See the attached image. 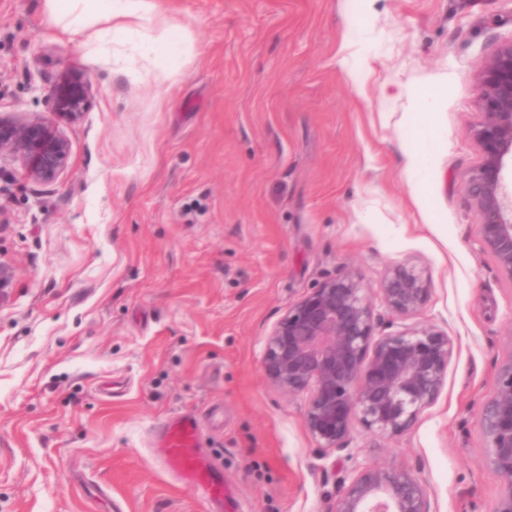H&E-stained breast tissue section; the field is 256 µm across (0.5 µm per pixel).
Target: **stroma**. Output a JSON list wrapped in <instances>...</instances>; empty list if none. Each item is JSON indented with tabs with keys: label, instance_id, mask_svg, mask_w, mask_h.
<instances>
[{
	"label": "stroma",
	"instance_id": "obj_1",
	"mask_svg": "<svg viewBox=\"0 0 512 512\" xmlns=\"http://www.w3.org/2000/svg\"><path fill=\"white\" fill-rule=\"evenodd\" d=\"M154 2L92 53L44 0H0V118L49 115L72 66L92 82L55 181L0 160V512H205L149 452L179 413L227 512H331L360 464L411 470L432 512H495L479 412L512 358V280L465 177L512 0ZM172 26L193 52L167 79L141 45ZM400 263L431 288L408 327L454 342L444 385L407 432L321 450L267 338L322 281L355 271L375 299Z\"/></svg>",
	"mask_w": 512,
	"mask_h": 512
}]
</instances>
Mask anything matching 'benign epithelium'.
<instances>
[{"mask_svg": "<svg viewBox=\"0 0 512 512\" xmlns=\"http://www.w3.org/2000/svg\"><path fill=\"white\" fill-rule=\"evenodd\" d=\"M482 84L484 119L470 134L483 160L467 176V189L481 219L483 246L512 279V189L503 175L505 158L512 156V41L486 63ZM90 90L86 73L71 67L50 90L51 116L0 119V157L20 160L29 179L56 180L71 152L59 124L83 120ZM429 293L428 279L415 267L397 264L382 283L379 303L405 319L417 314ZM373 308L349 271L312 289L267 339V375L285 392L308 394L306 426L325 450L348 448L356 423L381 436L407 431L444 384L454 351L448 334L428 326L377 335ZM480 423L487 440L483 463L505 484L496 512H512V358L499 368L497 390L482 406ZM342 483L332 512H432L425 485L404 467H365Z\"/></svg>", "mask_w": 512, "mask_h": 512, "instance_id": "obj_1", "label": "benign epithelium"}]
</instances>
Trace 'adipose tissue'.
<instances>
[{
  "instance_id": "obj_1",
  "label": "adipose tissue",
  "mask_w": 512,
  "mask_h": 512,
  "mask_svg": "<svg viewBox=\"0 0 512 512\" xmlns=\"http://www.w3.org/2000/svg\"><path fill=\"white\" fill-rule=\"evenodd\" d=\"M47 10L64 18L66 33L80 36L85 46L96 49L105 41L97 24L106 19L112 23L113 36L123 37L149 20L151 0H45ZM188 52L187 40L181 27L143 43L142 54L151 61H161L168 74H175Z\"/></svg>"
}]
</instances>
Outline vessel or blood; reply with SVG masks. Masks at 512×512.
<instances>
[{"instance_id": "obj_1", "label": "vessel or blood", "mask_w": 512, "mask_h": 512, "mask_svg": "<svg viewBox=\"0 0 512 512\" xmlns=\"http://www.w3.org/2000/svg\"><path fill=\"white\" fill-rule=\"evenodd\" d=\"M154 455L179 485L198 494L209 512H224V475L202 450L196 417L184 413L162 422L154 436Z\"/></svg>"}]
</instances>
